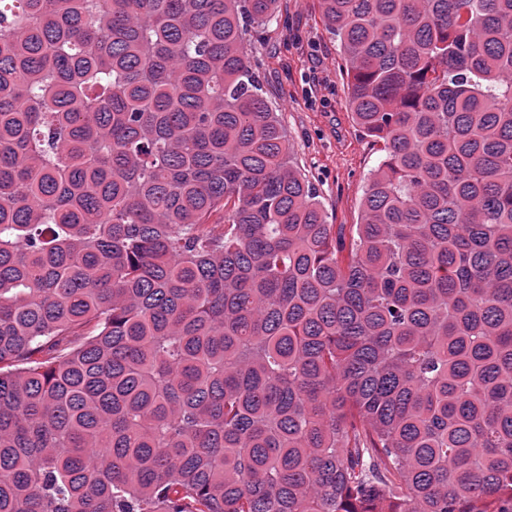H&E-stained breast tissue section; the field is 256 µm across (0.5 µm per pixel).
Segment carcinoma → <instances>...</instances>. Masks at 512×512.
<instances>
[{"label": "carcinoma", "mask_w": 512, "mask_h": 512, "mask_svg": "<svg viewBox=\"0 0 512 512\" xmlns=\"http://www.w3.org/2000/svg\"><path fill=\"white\" fill-rule=\"evenodd\" d=\"M277 2L0 0V512H512V0H321L346 261ZM246 40L264 96L280 112L293 156L320 195L326 223L336 225L346 257L369 173L384 151L352 120L339 43L321 20L318 0H278L268 28L250 30Z\"/></svg>", "instance_id": "obj_1"}]
</instances>
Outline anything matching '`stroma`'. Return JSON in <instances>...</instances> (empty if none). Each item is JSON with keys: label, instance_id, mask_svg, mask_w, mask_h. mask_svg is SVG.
I'll use <instances>...</instances> for the list:
<instances>
[{"label": "stroma", "instance_id": "1", "mask_svg": "<svg viewBox=\"0 0 512 512\" xmlns=\"http://www.w3.org/2000/svg\"><path fill=\"white\" fill-rule=\"evenodd\" d=\"M246 40L263 93L288 129L326 222L335 225L340 242L350 244L383 145L352 120L340 47L321 20L319 0H278L268 28L248 32Z\"/></svg>", "mask_w": 512, "mask_h": 512}]
</instances>
